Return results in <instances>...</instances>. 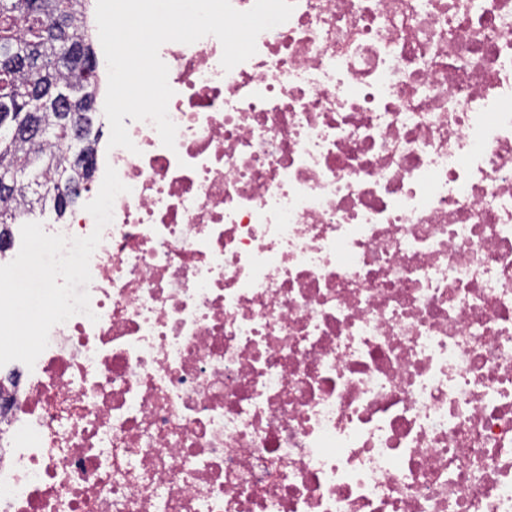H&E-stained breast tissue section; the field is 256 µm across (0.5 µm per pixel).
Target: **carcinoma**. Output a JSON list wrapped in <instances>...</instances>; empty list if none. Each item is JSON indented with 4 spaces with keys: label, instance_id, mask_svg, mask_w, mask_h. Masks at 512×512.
<instances>
[{
    "label": "carcinoma",
    "instance_id": "obj_1",
    "mask_svg": "<svg viewBox=\"0 0 512 512\" xmlns=\"http://www.w3.org/2000/svg\"><path fill=\"white\" fill-rule=\"evenodd\" d=\"M86 0H0V176L33 182L41 195L24 196L28 208L54 204V192L69 183L77 164L64 162L61 144L53 137L48 145L34 144L31 138L13 134L22 115L53 131L62 125L85 127V153L98 141L93 124V79L95 60L79 64L81 51L94 53L85 12ZM76 81L83 87L88 106L61 112L49 104L48 89L58 83ZM18 196L13 187L0 181V227L12 224L17 214L9 202Z\"/></svg>",
    "mask_w": 512,
    "mask_h": 512
}]
</instances>
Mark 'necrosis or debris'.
Instances as JSON below:
<instances>
[{"label": "necrosis or debris", "mask_w": 512, "mask_h": 512, "mask_svg": "<svg viewBox=\"0 0 512 512\" xmlns=\"http://www.w3.org/2000/svg\"><path fill=\"white\" fill-rule=\"evenodd\" d=\"M159 49L166 148L49 234L92 316L0 367V512H512V0H295Z\"/></svg>", "instance_id": "4bbe7bcc"}]
</instances>
